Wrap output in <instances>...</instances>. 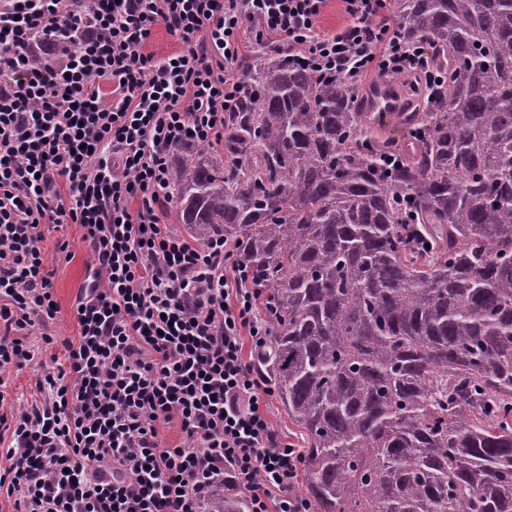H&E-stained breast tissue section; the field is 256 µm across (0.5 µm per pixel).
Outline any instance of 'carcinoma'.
<instances>
[{
  "instance_id": "1",
  "label": "carcinoma",
  "mask_w": 512,
  "mask_h": 512,
  "mask_svg": "<svg viewBox=\"0 0 512 512\" xmlns=\"http://www.w3.org/2000/svg\"><path fill=\"white\" fill-rule=\"evenodd\" d=\"M395 13L438 76L409 147L367 93L272 51L224 121L239 161L174 152L176 213L264 288L255 365L304 429L313 512H512V0Z\"/></svg>"
}]
</instances>
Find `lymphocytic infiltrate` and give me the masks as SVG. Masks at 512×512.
Here are the masks:
<instances>
[{
  "label": "lymphocytic infiltrate",
  "mask_w": 512,
  "mask_h": 512,
  "mask_svg": "<svg viewBox=\"0 0 512 512\" xmlns=\"http://www.w3.org/2000/svg\"><path fill=\"white\" fill-rule=\"evenodd\" d=\"M327 3L0 0V402L5 371L55 346L65 363L45 376L44 403L0 410V490L17 512H207L221 491L248 512H311L300 451L267 412L274 389L244 356L269 337L261 289L232 243L189 241L162 216L175 149H223L226 115L256 93L245 45L323 81L433 80L390 0H342L333 33L319 26ZM158 25L186 51L147 54ZM48 224L79 225L93 256L77 334L62 340L46 331L58 312Z\"/></svg>",
  "instance_id": "lymphocytic-infiltrate-1"
}]
</instances>
